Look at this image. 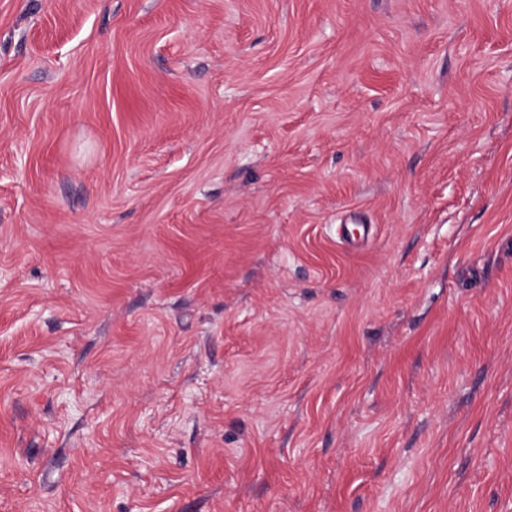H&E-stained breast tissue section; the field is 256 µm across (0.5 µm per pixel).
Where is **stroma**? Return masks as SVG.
Returning a JSON list of instances; mask_svg holds the SVG:
<instances>
[{"instance_id": "obj_1", "label": "stroma", "mask_w": 512, "mask_h": 512, "mask_svg": "<svg viewBox=\"0 0 512 512\" xmlns=\"http://www.w3.org/2000/svg\"><path fill=\"white\" fill-rule=\"evenodd\" d=\"M0 512H512V0H0Z\"/></svg>"}]
</instances>
